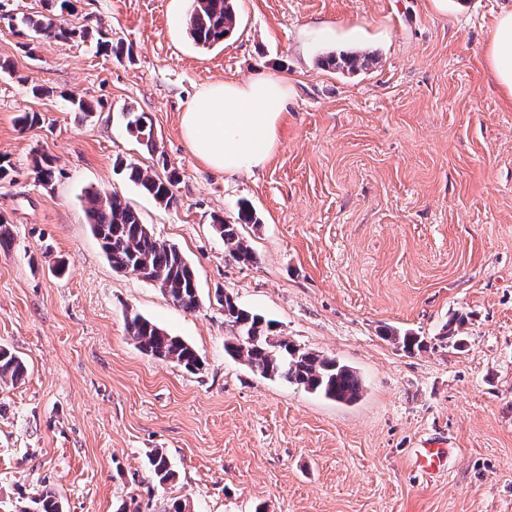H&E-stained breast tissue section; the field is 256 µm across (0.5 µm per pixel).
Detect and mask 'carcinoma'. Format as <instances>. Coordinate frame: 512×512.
I'll return each instance as SVG.
<instances>
[{
  "mask_svg": "<svg viewBox=\"0 0 512 512\" xmlns=\"http://www.w3.org/2000/svg\"><path fill=\"white\" fill-rule=\"evenodd\" d=\"M43 2V12L20 19L17 34L72 42L93 39L99 49L114 55L123 52V46L113 44L101 30L91 32L84 26L61 23V17L74 8L72 0ZM236 26L234 0H192L188 29L197 47L208 49L224 42V38ZM125 118L127 131L148 150L157 152L153 125L145 113L129 110ZM34 169L42 185L53 184L55 167L51 157L43 154L35 159ZM124 171L128 180L157 204L165 208L177 205L175 176L162 178L136 164L124 166ZM86 197L88 224L100 240L112 268L126 272L140 266L144 274L158 275V288L174 304L186 311L196 310L199 307L198 282L193 268L178 248L158 241L152 228L142 221L139 212L118 195L106 190H91ZM255 223V214L247 202L239 204L237 221L234 223L228 224L222 218L214 220L215 230L239 263L251 264L255 262V255L250 245L240 237L238 226ZM219 301L224 307V323L231 329L230 336L224 339V353L228 357L245 362L251 369L262 372L264 378H282L336 402L351 403L359 398L361 381L351 367L277 338L271 322L243 308L232 296L221 294ZM126 331L147 355L174 362L187 371L199 366V357L192 346L138 313L126 319ZM385 339L408 352L425 346L424 337L412 332L400 334L389 331ZM25 371L22 359L1 346L0 382H17ZM151 468L160 484L174 477L166 456L159 451L153 455ZM23 512H62V505L55 491L45 488L31 500L30 508Z\"/></svg>",
  "mask_w": 512,
  "mask_h": 512,
  "instance_id": "1",
  "label": "carcinoma"
}]
</instances>
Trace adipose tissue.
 <instances>
[{
	"label": "adipose tissue",
	"instance_id": "1",
	"mask_svg": "<svg viewBox=\"0 0 512 512\" xmlns=\"http://www.w3.org/2000/svg\"><path fill=\"white\" fill-rule=\"evenodd\" d=\"M486 62L505 96L512 99V11L498 17ZM288 96L287 80L274 75L209 84L186 106L182 137L207 168L253 174L276 150Z\"/></svg>",
	"mask_w": 512,
	"mask_h": 512
}]
</instances>
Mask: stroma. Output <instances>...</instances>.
Masks as SVG:
<instances>
[{
	"label": "stroma",
	"instance_id": "1",
	"mask_svg": "<svg viewBox=\"0 0 512 512\" xmlns=\"http://www.w3.org/2000/svg\"><path fill=\"white\" fill-rule=\"evenodd\" d=\"M232 36L199 51L171 0H78L70 21L132 50L12 32L42 0L0 9V344L26 365L0 384V512L46 487L63 512H512V100L485 63L512 0H237ZM366 52L349 73L320 59ZM276 75L291 90L280 144L250 176L195 159L181 116L201 87ZM98 107L81 117L70 97ZM152 120L158 153L124 110ZM36 112L39 124L16 117ZM54 159L52 187L33 172ZM176 171L159 207L117 160ZM125 197L194 268L200 306L113 270L85 217L88 189ZM248 201L232 258L213 229ZM271 320L276 335L333 357L362 392L339 403L266 379L224 354L217 293ZM136 312L189 343L190 372L143 354ZM467 318L464 343L443 327ZM423 336L403 351L386 330ZM443 436L430 480L414 448ZM175 472L158 484L149 459ZM213 227L224 240L231 256L239 263L251 264L255 262V255L250 245L240 237L238 226L242 224L257 223L252 207L247 202H241L238 207L237 221L227 224L223 218L214 220Z\"/></svg>",
	"mask_w": 512,
	"mask_h": 512
}]
</instances>
